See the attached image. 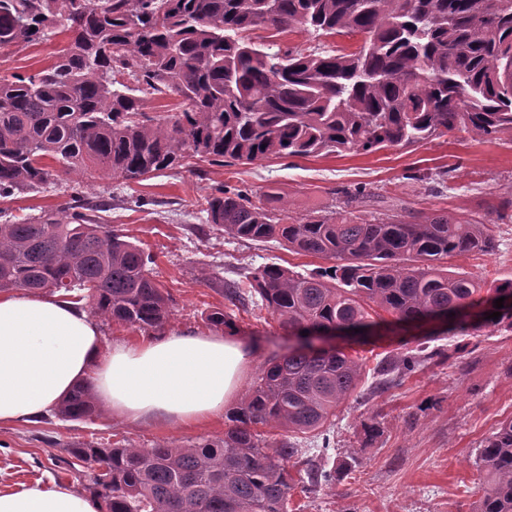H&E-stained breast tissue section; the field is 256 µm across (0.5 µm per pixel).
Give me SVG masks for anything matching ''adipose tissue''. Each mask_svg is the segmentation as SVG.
<instances>
[{
  "label": "adipose tissue",
  "instance_id": "1",
  "mask_svg": "<svg viewBox=\"0 0 512 512\" xmlns=\"http://www.w3.org/2000/svg\"><path fill=\"white\" fill-rule=\"evenodd\" d=\"M253 353L221 333L170 331L103 348L99 323L56 296L0 292V425L38 418L72 388L92 384L101 408L122 420L193 427L237 396ZM66 486L0 491V512H99Z\"/></svg>",
  "mask_w": 512,
  "mask_h": 512
}]
</instances>
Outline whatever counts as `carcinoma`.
<instances>
[{"label":"carcinoma","mask_w":512,"mask_h":512,"mask_svg":"<svg viewBox=\"0 0 512 512\" xmlns=\"http://www.w3.org/2000/svg\"><path fill=\"white\" fill-rule=\"evenodd\" d=\"M59 26L72 36L53 64L0 78L3 201L49 184L51 160L80 184L90 170L101 180H136L189 158L233 166L371 153L458 132L480 141L512 134V0H0V49ZM257 28L367 43L305 52L249 40ZM124 75L136 85L118 81ZM146 95H175L181 111L150 116ZM336 195L337 209L298 215L282 197L255 201L224 186L205 198L207 221L222 235L279 239L333 265L301 274L268 264L251 273L263 305L301 344L262 367L224 439L68 449L97 470L91 489L105 512H288L292 466L304 472L302 490L332 486L336 471L293 437L322 438L317 457L327 455L336 412L356 392L364 363L314 349L315 332L343 325L361 341L383 312L399 325L440 319L461 334L512 328V308L491 303L512 297L511 280L485 288L445 266L492 252L490 223L509 217L512 199L480 219L412 210L363 219L358 205L371 192L342 187ZM82 208L77 194L58 214L0 224V291L59 292L105 320L163 324L173 298L152 276L151 254ZM495 311L501 316L488 318ZM424 361L400 354L377 373L393 383ZM100 414L88 383L56 408L63 421ZM259 424L288 439L269 447ZM477 459L488 488L475 512H512V418L481 442Z\"/></svg>","instance_id":"1"}]
</instances>
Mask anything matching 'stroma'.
<instances>
[{"label":"stroma","mask_w":512,"mask_h":512,"mask_svg":"<svg viewBox=\"0 0 512 512\" xmlns=\"http://www.w3.org/2000/svg\"><path fill=\"white\" fill-rule=\"evenodd\" d=\"M67 43L52 30L41 40L0 50V77L49 67ZM449 176L429 185L428 175ZM247 191L254 199L285 196L294 212L328 210L336 189L359 185L372 193L361 214L371 217L393 206L458 217H480L486 206L512 193V140L494 142L457 133L419 147H394L374 153L328 154L304 158L271 157L251 165L212 166L187 159L184 166L129 182L88 179L82 196L101 223L114 225L154 257L157 280L173 296L172 313L154 335L170 330L214 332L206 316L231 315L238 337L254 348L241 387L249 389L260 366L296 345L256 293L247 289L244 305L225 300L218 281L246 286L259 266L277 264L306 274L323 259L290 251L279 240L228 239L218 234L201 210L215 187ZM72 184L58 175L54 184L15 195L1 203L9 219L20 221L67 207ZM144 206H135V199ZM499 242L488 254L449 259L451 269L478 275L493 286L512 279V219L495 222ZM438 350L446 359L427 361L415 373L377 391L376 363L400 352ZM346 353L366 365L359 395L350 399L333 428L336 484L309 494L293 490L288 512H474L484 492L485 475L475 464L481 442L497 424L512 417V329H482L459 336L438 329L395 330L368 345H349ZM381 433L367 438L365 428ZM226 416L183 428L127 423L102 412L99 418L64 421L48 413L33 422L0 425V490L35 481L54 482L80 493L89 491L90 471L67 465L68 451L90 443H122L137 448L183 445L223 439Z\"/></svg>","instance_id":"35a3bbf8"}]
</instances>
